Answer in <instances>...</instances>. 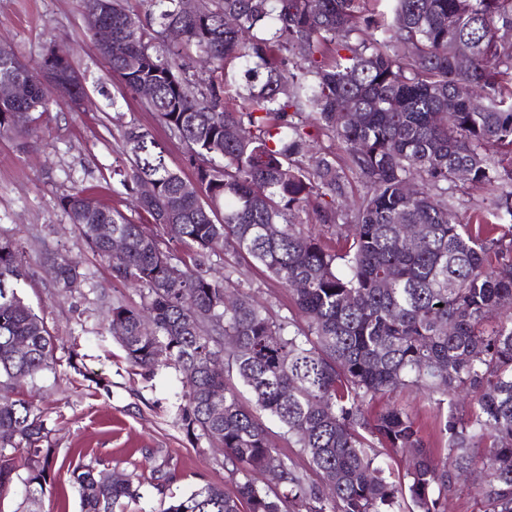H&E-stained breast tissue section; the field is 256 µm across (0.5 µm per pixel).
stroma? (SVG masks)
I'll list each match as a JSON object with an SVG mask.
<instances>
[{"mask_svg":"<svg viewBox=\"0 0 512 512\" xmlns=\"http://www.w3.org/2000/svg\"><path fill=\"white\" fill-rule=\"evenodd\" d=\"M0 35L33 66L46 47L65 46L87 88L79 108L59 105L41 117L39 139L0 137V235L15 242L29 272L21 295L56 344L50 369L34 384L54 451L40 512H80L68 470L78 459L140 476V496L125 501L124 512H160L163 497L207 483L232 488L223 454L181 424L179 374L167 368L147 379L127 362L109 322L113 300H137L136 289L113 279L109 263L93 254L60 206L63 196L82 189L138 220L130 192L112 178L123 160V123L153 128L169 166L187 176L182 144L109 74L79 0H0ZM118 111L124 114L119 125ZM63 260L84 273L79 288L67 291L54 280L51 267ZM199 262L217 278L225 265L239 266L241 292L279 315L293 307L287 288L232 248Z\"/></svg>","mask_w":512,"mask_h":512,"instance_id":"stroma-1","label":"stroma"}]
</instances>
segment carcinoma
<instances>
[{
    "label": "carcinoma",
    "instance_id": "cac0c4a2",
    "mask_svg": "<svg viewBox=\"0 0 512 512\" xmlns=\"http://www.w3.org/2000/svg\"><path fill=\"white\" fill-rule=\"evenodd\" d=\"M80 2L112 25L122 49L102 57L126 89L155 85L148 108L183 143L193 170L189 179L171 169L150 129L125 126L127 166L113 175L133 193L147 180L156 189L153 199H137L138 210L159 231L179 227L176 237L202 255L231 246L293 295L291 315L274 316L235 288L243 271L215 280L174 260L159 232L120 210L90 208L81 191L61 198L100 258L108 245L96 225L127 240L112 276L139 286L141 303L112 304V336L142 373L181 375L183 428L232 466L233 490L205 484L162 512H448L479 448L491 462L475 487L479 512H512V0H387L386 14L366 8L371 0H204L196 15L184 14L181 0H151L144 16L127 0ZM227 16L251 38L225 26ZM172 24L185 34L173 44ZM459 43L471 49L463 67ZM130 57L138 68L128 67ZM73 71L48 49L33 68L14 50L1 52L0 81L30 85L26 111L0 103V137L37 138L34 124L50 106L79 107L84 85H66ZM64 85L61 102L53 89ZM227 126L235 139L225 138ZM321 137L331 147L314 156ZM347 169L365 187L352 205ZM461 170L465 182L498 191L493 210L465 224L452 214ZM302 213L321 224L349 219L354 231L332 251L304 230ZM401 224L420 225V236L402 242ZM54 275L64 289L82 282L69 263ZM27 277L14 242L1 236L0 502L18 481L25 512H39L48 428L20 388L50 366L55 344L20 295ZM17 341L27 352L15 353ZM218 356L222 374L207 370ZM402 391L437 409L442 454L406 408L371 412L375 400ZM264 415L308 457L322 488L272 448ZM378 446L402 454L403 474L380 465ZM71 478L82 512H121L123 500L140 495L133 472L116 481L107 467L87 465Z\"/></svg>",
    "mask_w": 512,
    "mask_h": 512
}]
</instances>
